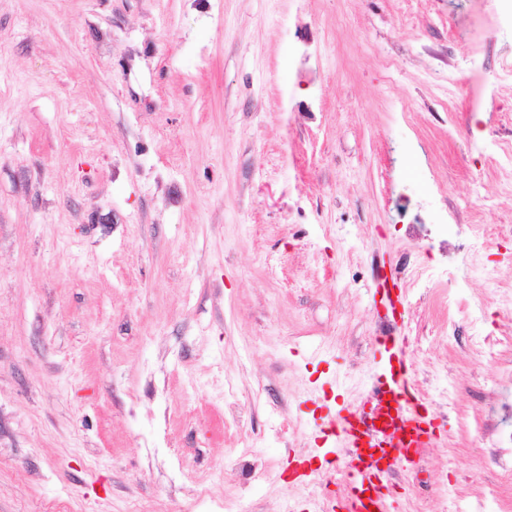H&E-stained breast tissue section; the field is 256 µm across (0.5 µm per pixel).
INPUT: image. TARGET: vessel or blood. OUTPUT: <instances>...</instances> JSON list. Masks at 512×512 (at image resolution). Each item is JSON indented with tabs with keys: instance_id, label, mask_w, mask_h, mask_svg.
Here are the masks:
<instances>
[{
	"instance_id": "vessel-or-blood-1",
	"label": "vessel or blood",
	"mask_w": 512,
	"mask_h": 512,
	"mask_svg": "<svg viewBox=\"0 0 512 512\" xmlns=\"http://www.w3.org/2000/svg\"><path fill=\"white\" fill-rule=\"evenodd\" d=\"M380 371L367 396L348 415H336L322 430L326 445L342 441L350 489L327 499L316 512H387L385 482L431 441L428 412L413 393L412 364L399 342L385 345ZM370 495H363V488Z\"/></svg>"
}]
</instances>
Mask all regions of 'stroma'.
Segmentation results:
<instances>
[{
  "mask_svg": "<svg viewBox=\"0 0 512 512\" xmlns=\"http://www.w3.org/2000/svg\"><path fill=\"white\" fill-rule=\"evenodd\" d=\"M509 11L0 0V512L341 497L342 473L297 485L288 457L325 466L323 383L333 409L365 397L384 273L437 427L388 512H512ZM404 184L429 234L398 223Z\"/></svg>",
  "mask_w": 512,
  "mask_h": 512,
  "instance_id": "stroma-1",
  "label": "stroma"
}]
</instances>
